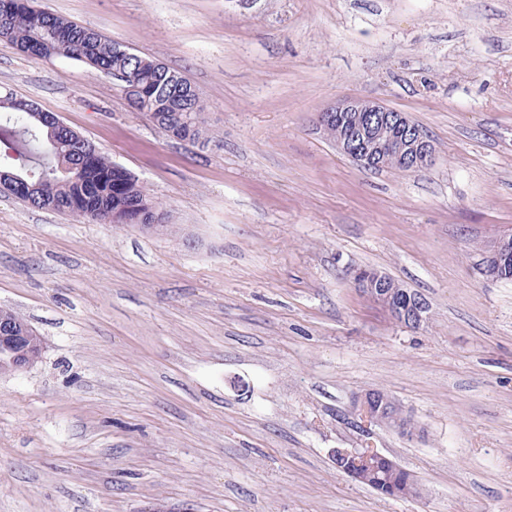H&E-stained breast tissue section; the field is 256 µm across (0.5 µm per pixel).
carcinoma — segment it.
<instances>
[{"label":"carcinoma","instance_id":"obj_1","mask_svg":"<svg viewBox=\"0 0 512 512\" xmlns=\"http://www.w3.org/2000/svg\"><path fill=\"white\" fill-rule=\"evenodd\" d=\"M0 40L38 59L80 62L107 78L131 76L122 89L136 111L169 136L195 143L207 134L200 94L180 73L154 59L120 51L108 36L43 11L33 0H0ZM43 110L0 95V138L11 143L3 169L28 182L20 199L98 224H164L168 213L138 181L72 130L49 132Z\"/></svg>","mask_w":512,"mask_h":512}]
</instances>
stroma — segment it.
<instances>
[{
  "instance_id": "stroma-1",
  "label": "stroma",
  "mask_w": 512,
  "mask_h": 512,
  "mask_svg": "<svg viewBox=\"0 0 512 512\" xmlns=\"http://www.w3.org/2000/svg\"><path fill=\"white\" fill-rule=\"evenodd\" d=\"M180 71L208 146L111 79L0 40V94L93 141L175 232L0 194V305L44 339L0 375V512H512V0H34ZM345 98L406 113L435 162L362 168L316 129ZM371 268L422 296L396 323ZM421 427L372 445L419 493L337 471L357 396ZM483 271L499 277L512 270V235L499 238L482 258ZM355 277L358 291L400 323L415 329L428 318L429 307L415 292L402 288L379 272L357 273Z\"/></svg>"
}]
</instances>
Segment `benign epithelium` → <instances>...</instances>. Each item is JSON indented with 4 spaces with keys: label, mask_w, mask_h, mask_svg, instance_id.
I'll use <instances>...</instances> for the list:
<instances>
[{
    "label": "benign epithelium",
    "mask_w": 512,
    "mask_h": 512,
    "mask_svg": "<svg viewBox=\"0 0 512 512\" xmlns=\"http://www.w3.org/2000/svg\"><path fill=\"white\" fill-rule=\"evenodd\" d=\"M317 129L336 130V147L364 168L381 169L397 156L408 169H423L435 160V149L423 131L406 114L372 100L347 98L319 113ZM483 271L499 276L512 269V235L499 238L482 258ZM358 291L393 318L417 328L428 318L429 307L415 292L376 272L356 274ZM0 344L20 347L25 353L12 358L15 369L34 366L44 351V341L27 323L0 325ZM356 423L369 428L377 423L403 436L415 432L413 420L384 392L368 391L353 406Z\"/></svg>",
    "instance_id": "1"
}]
</instances>
